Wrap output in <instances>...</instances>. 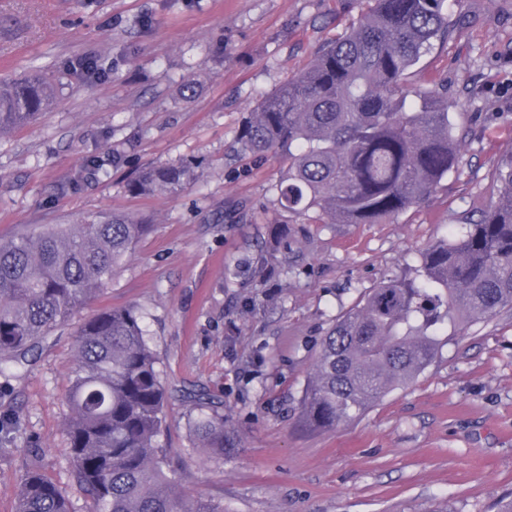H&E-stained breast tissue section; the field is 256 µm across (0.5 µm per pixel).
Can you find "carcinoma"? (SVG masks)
I'll return each instance as SVG.
<instances>
[{
	"mask_svg": "<svg viewBox=\"0 0 512 512\" xmlns=\"http://www.w3.org/2000/svg\"><path fill=\"white\" fill-rule=\"evenodd\" d=\"M311 64L244 117V153L284 152L275 203L322 224H378L420 205L458 167L457 128L440 88L411 81L433 42L451 32L448 0H374ZM54 86L41 71L0 79V136L48 110ZM186 157L143 168L138 196L177 197L203 177ZM498 199L479 221L423 254L416 273L368 290L326 335L301 402L313 429L362 415L393 387L420 375L449 329L512 307V159L501 163ZM150 225L123 213L51 224L0 239V376H11L57 327L112 279ZM66 404L70 467L86 512H224L174 495L176 473L159 438L169 392L140 312L112 308L75 339ZM195 448L214 459L234 447L224 407L199 401ZM16 512H76L59 486L28 469Z\"/></svg>",
	"mask_w": 512,
	"mask_h": 512,
	"instance_id": "1",
	"label": "carcinoma"
}]
</instances>
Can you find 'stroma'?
<instances>
[{"mask_svg":"<svg viewBox=\"0 0 512 512\" xmlns=\"http://www.w3.org/2000/svg\"><path fill=\"white\" fill-rule=\"evenodd\" d=\"M370 7L0 0V78L45 71L60 87L49 111L0 138V237L112 212L151 225L30 366L0 378V512H16L31 465L85 512L66 431L74 340L85 320L125 307L141 313L171 394L160 444L176 463L177 495L224 512H494L512 496V309L442 337L422 374L351 422L315 430L301 414L334 320L477 218L512 156V0H451L455 27L414 79L448 94L456 171L381 224H318L274 205L285 159L243 155V119ZM81 58L96 71L76 68ZM95 155L116 158L109 176L91 169ZM191 156L204 174L180 197L128 192L139 169ZM69 181L77 189L64 190ZM186 390L223 403L233 455L206 460L194 449Z\"/></svg>","mask_w":512,"mask_h":512,"instance_id":"stroma-1","label":"stroma"}]
</instances>
